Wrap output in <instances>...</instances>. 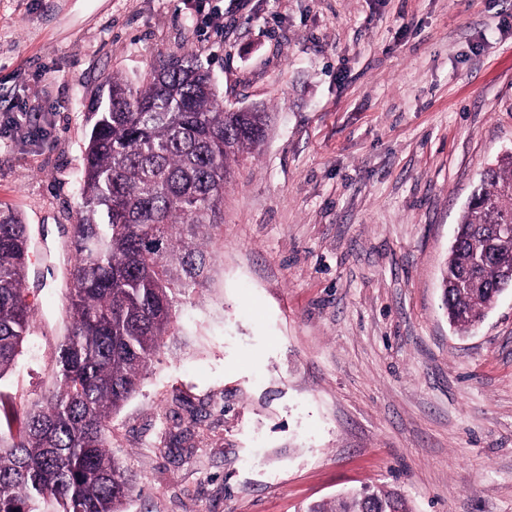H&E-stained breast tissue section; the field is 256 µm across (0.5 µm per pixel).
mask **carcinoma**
Here are the masks:
<instances>
[{"label": "carcinoma", "instance_id": "obj_1", "mask_svg": "<svg viewBox=\"0 0 512 512\" xmlns=\"http://www.w3.org/2000/svg\"><path fill=\"white\" fill-rule=\"evenodd\" d=\"M92 113L73 225L69 333L54 388L26 410L22 436L0 431V512H125L136 482L107 449L112 415L137 391L164 339L178 334L176 301L205 284L208 244L224 223L231 165L266 137L267 112L225 109L211 76L190 56L172 58L133 88L108 78ZM512 219V153L481 174L443 273L451 324L474 327L506 285L495 255L482 288L463 285L490 225ZM26 225L0 209V380L30 336L24 282ZM302 512H411L395 490L372 488Z\"/></svg>", "mask_w": 512, "mask_h": 512}]
</instances>
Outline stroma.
I'll use <instances>...</instances> for the list:
<instances>
[{
  "label": "stroma",
  "mask_w": 512,
  "mask_h": 512,
  "mask_svg": "<svg viewBox=\"0 0 512 512\" xmlns=\"http://www.w3.org/2000/svg\"><path fill=\"white\" fill-rule=\"evenodd\" d=\"M192 56L271 113L234 166L204 288L182 298L107 442L127 512H300L363 487L413 512H512V288L463 333L441 273L512 147V0H0V207L32 253L20 431L66 334L89 110Z\"/></svg>",
  "instance_id": "35a3bbf8"
}]
</instances>
